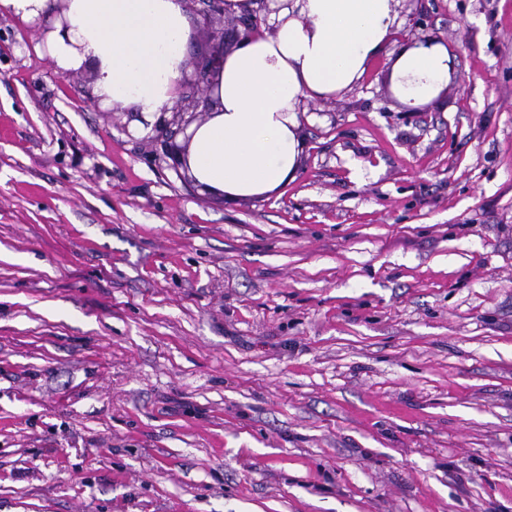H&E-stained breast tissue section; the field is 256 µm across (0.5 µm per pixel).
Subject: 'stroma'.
<instances>
[{
  "label": "stroma",
  "mask_w": 512,
  "mask_h": 512,
  "mask_svg": "<svg viewBox=\"0 0 512 512\" xmlns=\"http://www.w3.org/2000/svg\"><path fill=\"white\" fill-rule=\"evenodd\" d=\"M395 10L232 202L0 15V512H512V0ZM448 52L439 43L404 49L391 69V79L411 103L425 105L448 84Z\"/></svg>",
  "instance_id": "35a3bbf8"
}]
</instances>
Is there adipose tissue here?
Segmentation results:
<instances>
[{
  "instance_id": "obj_1",
  "label": "adipose tissue",
  "mask_w": 512,
  "mask_h": 512,
  "mask_svg": "<svg viewBox=\"0 0 512 512\" xmlns=\"http://www.w3.org/2000/svg\"><path fill=\"white\" fill-rule=\"evenodd\" d=\"M0 12L51 21L50 57L90 68L104 101L152 116L171 109L191 38L186 0H0ZM274 33L244 38L224 58L208 119L192 125L187 165L196 183L229 200L292 180L302 151L298 105L351 88L395 34L394 0H295L271 13ZM440 44L404 49L391 77L425 105L448 83Z\"/></svg>"
}]
</instances>
